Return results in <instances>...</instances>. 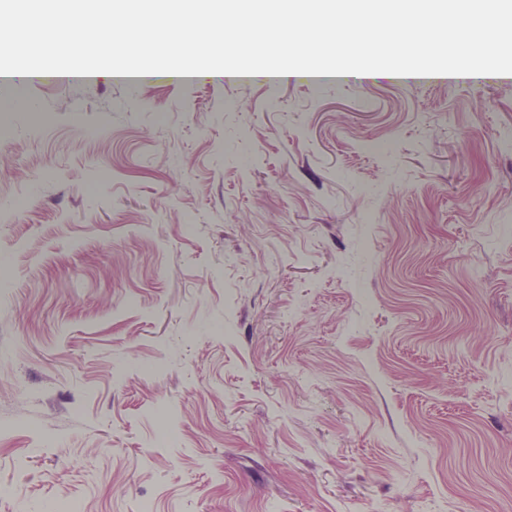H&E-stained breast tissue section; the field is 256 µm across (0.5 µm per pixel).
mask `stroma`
<instances>
[{"instance_id": "stroma-1", "label": "stroma", "mask_w": 512, "mask_h": 512, "mask_svg": "<svg viewBox=\"0 0 512 512\" xmlns=\"http://www.w3.org/2000/svg\"><path fill=\"white\" fill-rule=\"evenodd\" d=\"M19 95L0 512H512V75Z\"/></svg>"}]
</instances>
